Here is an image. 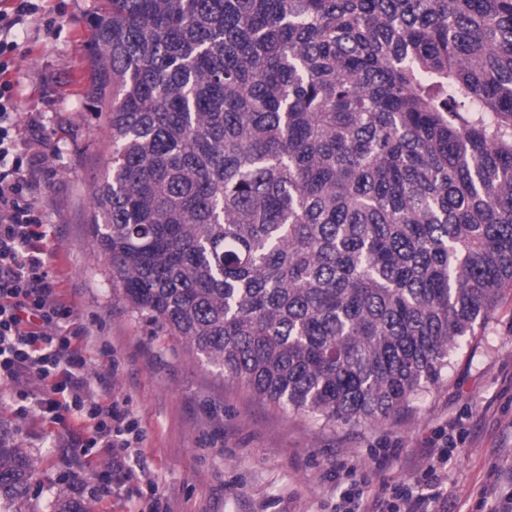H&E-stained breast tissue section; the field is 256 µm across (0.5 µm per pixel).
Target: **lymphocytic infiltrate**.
I'll use <instances>...</instances> for the list:
<instances>
[{"mask_svg": "<svg viewBox=\"0 0 512 512\" xmlns=\"http://www.w3.org/2000/svg\"><path fill=\"white\" fill-rule=\"evenodd\" d=\"M37 10L36 0H15L10 11L0 10V73L13 52L20 28ZM20 114L10 84L0 83V379L18 389L42 414L54 419L77 415L88 427L72 437L73 454L99 448L108 466L92 472L95 490L104 496L128 494L135 473L129 467V448L141 441V431L128 409L112 397L106 377L91 379L84 356L85 335L55 288L41 219L27 194L36 179L27 156L19 149L14 129ZM452 451L436 448L426 468L432 477L426 492L411 484L395 488L384 502L354 488L340 502L351 512H446L439 505V472Z\"/></svg>", "mask_w": 512, "mask_h": 512, "instance_id": "obj_1", "label": "lymphocytic infiltrate"}]
</instances>
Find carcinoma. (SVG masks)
Returning a JSON list of instances; mask_svg holds the SVG:
<instances>
[{"instance_id":"carcinoma-1","label":"carcinoma","mask_w":512,"mask_h":512,"mask_svg":"<svg viewBox=\"0 0 512 512\" xmlns=\"http://www.w3.org/2000/svg\"><path fill=\"white\" fill-rule=\"evenodd\" d=\"M89 25V224L151 335L322 427L435 389L512 288V0H106ZM34 473L0 429V507Z\"/></svg>"}]
</instances>
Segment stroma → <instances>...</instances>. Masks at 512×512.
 <instances>
[{"instance_id":"obj_1","label":"stroma","mask_w":512,"mask_h":512,"mask_svg":"<svg viewBox=\"0 0 512 512\" xmlns=\"http://www.w3.org/2000/svg\"><path fill=\"white\" fill-rule=\"evenodd\" d=\"M100 6L43 0L7 77L21 114L17 139L39 166L31 198L56 286L89 334L88 372L108 375L141 430L131 465L146 461L170 512H336L350 485L385 497L400 483H423L428 450L453 434L459 449L443 480L449 512H497L512 486L493 498L483 489L491 467L512 459V289L479 344L453 358L445 383L374 427L323 429L311 416L261 403L132 317L89 225L93 188L112 153L108 112L93 93L87 24ZM20 405L15 390L0 385V425L37 466L30 512H52L60 491L93 512L146 508L151 493L142 481L128 501L92 495L86 477L103 453L77 456L67 447L84 431L81 420L57 423Z\"/></svg>"}]
</instances>
